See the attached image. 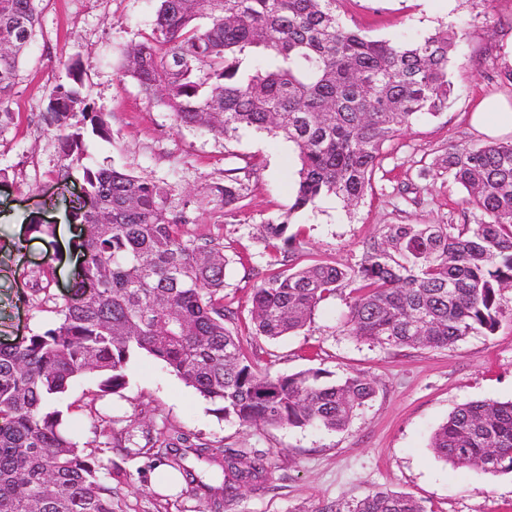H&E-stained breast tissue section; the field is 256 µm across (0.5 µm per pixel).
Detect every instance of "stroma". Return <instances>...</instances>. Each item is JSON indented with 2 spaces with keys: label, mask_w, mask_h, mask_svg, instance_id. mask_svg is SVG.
<instances>
[{
  "label": "stroma",
  "mask_w": 512,
  "mask_h": 512,
  "mask_svg": "<svg viewBox=\"0 0 512 512\" xmlns=\"http://www.w3.org/2000/svg\"><path fill=\"white\" fill-rule=\"evenodd\" d=\"M155 0H42L40 28L12 96L13 125L0 135V342L45 330L55 309L74 297L77 267L67 259L53 228L65 223L69 203L81 193V176L60 183L57 144L38 123L46 90L64 78V60L88 63L86 93L104 112L111 142L86 141L87 160L116 163L158 183L175 185L172 206L189 203L196 221L187 237L219 239L228 264L224 306L235 314L233 329L245 353L274 375L322 368L333 378L364 374L375 396L340 431L316 427L242 426L220 419L209 402L155 359L141 354L128 366V384L111 400L94 399V385L75 386L54 407L82 405L111 413L120 424L165 418L202 441L265 453L261 483L243 487L225 512H334L375 491L420 500L428 512H512V473L490 476L439 458L433 432L458 405L512 399V290L500 304L506 316L491 334L467 336L445 350L388 348L350 336L345 326L349 289L321 302L296 334L270 341L254 335L253 290L266 260L262 226L290 218L292 264L315 260L340 267L360 264L364 247L386 224H461L471 221L459 188L420 178L422 163L451 143H479L483 134L467 115L483 95L512 93L503 78L512 67V0H339L337 11L350 25L388 40L419 38L435 30L455 35L458 46L449 71L455 100L448 110L416 123L386 149L384 179L376 180L354 208L333 196L290 212L297 163L291 143L253 129L224 141L173 124L170 110L149 100L120 71L125 49L149 33ZM252 174L235 209L225 211L212 187L226 170ZM47 229L25 251L13 243L29 216ZM54 271L50 300L37 310L32 283L40 270ZM103 461L122 470L126 512H209L205 499L185 491L165 495L151 476L164 460L135 448L130 454L102 451Z\"/></svg>",
  "instance_id": "stroma-1"
}]
</instances>
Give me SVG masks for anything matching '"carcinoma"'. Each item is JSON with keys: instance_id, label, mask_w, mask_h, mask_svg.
<instances>
[{"instance_id": "cac0c4a2", "label": "carcinoma", "mask_w": 512, "mask_h": 512, "mask_svg": "<svg viewBox=\"0 0 512 512\" xmlns=\"http://www.w3.org/2000/svg\"><path fill=\"white\" fill-rule=\"evenodd\" d=\"M40 0H0V134L13 121L12 91L40 19ZM150 33L125 52L123 75L189 127L226 141L245 127L284 137L298 170L290 210L334 195L355 206L384 170L385 147L424 117L448 109L452 42L443 31L390 41L351 27L339 0H156ZM41 113L55 131L58 178L80 171L83 200L69 222L83 226V298L57 309V324L0 345V512H123L119 473L52 408L81 381L103 400L126 387V369L146 353L226 420L243 425L343 429L376 393L374 380H328L321 368L262 371L242 352L224 308V249L212 237L190 243L196 218L174 210L173 186L115 166L82 163L84 133L108 141L103 113L83 95L84 63L64 64ZM421 175L462 187L464 224H385L356 268L316 261L292 272L288 219L263 225L269 273L252 297L255 335L277 340L302 329L318 304L350 286V335L388 347L446 349L491 334L512 288V141L450 143ZM237 170L215 187L226 209L243 198ZM108 448L131 431L107 413L90 416ZM146 444L178 470L190 491L223 512L262 478L264 455L196 443L166 426ZM444 461L486 474L512 473V401H470L432 435ZM221 468L201 480L190 459ZM426 512L416 499L372 492L344 511Z\"/></svg>"}]
</instances>
